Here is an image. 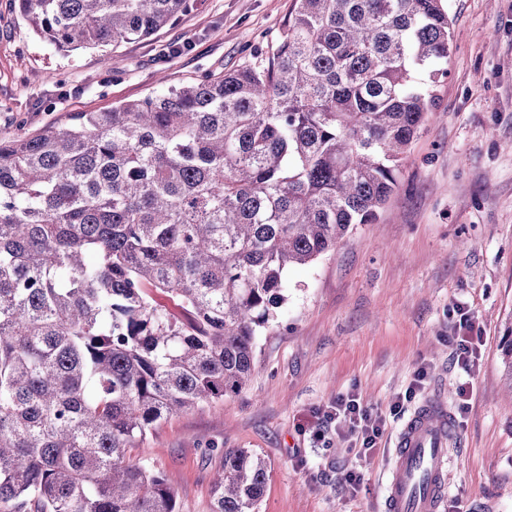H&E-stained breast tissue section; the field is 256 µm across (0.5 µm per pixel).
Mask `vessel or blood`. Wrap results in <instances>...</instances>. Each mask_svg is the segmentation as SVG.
Returning <instances> with one entry per match:
<instances>
[{"label":"vessel or blood","instance_id":"obj_1","mask_svg":"<svg viewBox=\"0 0 512 512\" xmlns=\"http://www.w3.org/2000/svg\"><path fill=\"white\" fill-rule=\"evenodd\" d=\"M452 440L447 405L440 396L429 397L396 437L385 487L387 512H439Z\"/></svg>","mask_w":512,"mask_h":512}]
</instances>
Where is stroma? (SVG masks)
Wrapping results in <instances>:
<instances>
[{"mask_svg": "<svg viewBox=\"0 0 512 512\" xmlns=\"http://www.w3.org/2000/svg\"><path fill=\"white\" fill-rule=\"evenodd\" d=\"M191 2L107 61L57 50L15 0H0V137L268 57L294 8V0ZM448 15V76L377 223L288 269V300L257 336L238 395L162 420L130 450L132 462L169 479L177 512H211L228 448L268 463L259 512H383L394 435L433 393L457 416L444 508L512 512V406L500 359L512 334V0H448ZM464 313L481 338L468 374L450 343ZM466 381L462 411L457 387ZM341 396L386 422L371 459L326 421ZM350 471L362 473L359 488L346 484Z\"/></svg>", "mask_w": 512, "mask_h": 512, "instance_id": "obj_1", "label": "stroma"}]
</instances>
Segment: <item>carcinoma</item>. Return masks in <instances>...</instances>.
<instances>
[{
	"mask_svg": "<svg viewBox=\"0 0 512 512\" xmlns=\"http://www.w3.org/2000/svg\"><path fill=\"white\" fill-rule=\"evenodd\" d=\"M18 2L108 63L191 8ZM451 53L446 0H295L266 58L0 139V512H176L128 449L242 391L286 271L377 222ZM267 478L224 450L212 512H256Z\"/></svg>",
	"mask_w": 512,
	"mask_h": 512,
	"instance_id": "1",
	"label": "carcinoma"
}]
</instances>
